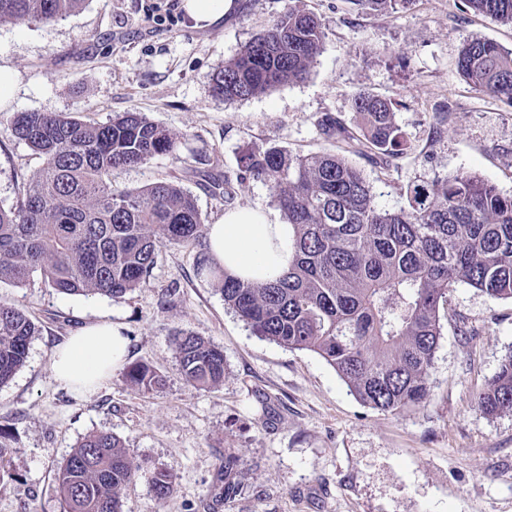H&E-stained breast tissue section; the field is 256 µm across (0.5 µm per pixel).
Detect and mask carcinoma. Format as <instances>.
<instances>
[{
  "label": "carcinoma",
  "mask_w": 512,
  "mask_h": 512,
  "mask_svg": "<svg viewBox=\"0 0 512 512\" xmlns=\"http://www.w3.org/2000/svg\"><path fill=\"white\" fill-rule=\"evenodd\" d=\"M86 0H0V20L50 22ZM377 12L410 0H348ZM474 11L512 25V0H466ZM320 20L291 5L224 63L214 92L245 100L303 80L322 52ZM458 74L482 94L512 106V49L486 39L463 42ZM396 102L368 91L352 100L354 130L330 116L321 131L333 153L300 155L279 147L245 156L265 181L294 239L288 268L257 283L197 271L218 282L224 303L252 331L280 346L311 351L331 366L363 405L401 415L427 401L443 336L440 308L457 284L487 299H512V195L464 171L407 188L408 207L382 210L372 182L349 160L371 152L385 168L406 153ZM12 134L43 157L15 205L0 207V282L23 286L39 272L56 291L122 300L150 276L164 242H201L204 221L191 194L173 181L139 191L112 189L113 170L177 150L171 133L139 112L87 123L56 112H21ZM38 325L0 302V386L27 358ZM174 354L184 380L224 384V351L182 332ZM121 379L140 391L163 379L130 364ZM486 415L512 412V349L478 398ZM139 478L155 498L174 493L172 470L134 458L112 433L86 434L60 465L63 512H122L125 488ZM249 490L238 459H224V494Z\"/></svg>",
  "instance_id": "carcinoma-1"
}]
</instances>
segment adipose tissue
I'll return each instance as SVG.
<instances>
[{"mask_svg":"<svg viewBox=\"0 0 512 512\" xmlns=\"http://www.w3.org/2000/svg\"><path fill=\"white\" fill-rule=\"evenodd\" d=\"M292 230L271 223L259 208L225 211L206 231L213 262L245 279L267 281L288 265ZM127 350L120 324L101 322L84 327L55 352L51 369L61 383L88 392L119 368Z\"/></svg>","mask_w":512,"mask_h":512,"instance_id":"adipose-tissue-1","label":"adipose tissue"}]
</instances>
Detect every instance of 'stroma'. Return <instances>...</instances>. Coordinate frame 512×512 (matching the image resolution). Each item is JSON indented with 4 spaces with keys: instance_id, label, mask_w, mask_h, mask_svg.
Listing matches in <instances>:
<instances>
[{
    "instance_id": "35a3bbf8",
    "label": "stroma",
    "mask_w": 512,
    "mask_h": 512,
    "mask_svg": "<svg viewBox=\"0 0 512 512\" xmlns=\"http://www.w3.org/2000/svg\"><path fill=\"white\" fill-rule=\"evenodd\" d=\"M220 24L196 28L172 0H86L50 23L0 21V69L14 76L0 99V206L11 207L43 159L10 130L20 112H59L91 123L140 112L178 138L179 154L118 169L116 190L174 181L205 223L252 206L283 217L268 185L246 176L243 159L278 146L335 150L319 123L352 126L360 90L392 99L406 154L364 169L380 208L407 206L409 184L457 170L512 194V106L476 92L458 74L464 39L512 49V27L475 13L465 0H411L358 13L349 0H302L325 32L309 76L247 100L224 101L214 76L290 0H236ZM228 181L231 196L213 193ZM197 244H162L140 288L119 302L56 292L41 273L26 285L0 283V301L40 331L25 364L0 387V430L15 449L0 481V512H63L57 467L88 432L120 437L130 452L175 473L158 502L147 481L130 484L122 512H203L222 489L228 454H239L249 493L214 512H512V414L484 415L478 397L512 348V300L489 301L460 284L441 310L443 336L426 403L401 415L351 395L318 355L255 336L197 274ZM122 323L128 363L154 368L161 388L141 392L119 374L80 396L53 378L54 350L82 326ZM189 331L224 351L222 386L202 390L180 375L175 334Z\"/></svg>"
}]
</instances>
